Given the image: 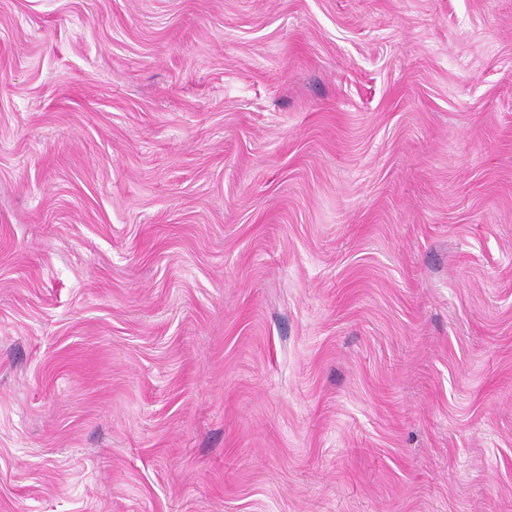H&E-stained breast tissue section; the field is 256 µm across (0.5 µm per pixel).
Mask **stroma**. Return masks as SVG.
<instances>
[{"instance_id":"35a3bbf8","label":"stroma","mask_w":512,"mask_h":512,"mask_svg":"<svg viewBox=\"0 0 512 512\" xmlns=\"http://www.w3.org/2000/svg\"><path fill=\"white\" fill-rule=\"evenodd\" d=\"M0 512H512V0H0Z\"/></svg>"}]
</instances>
